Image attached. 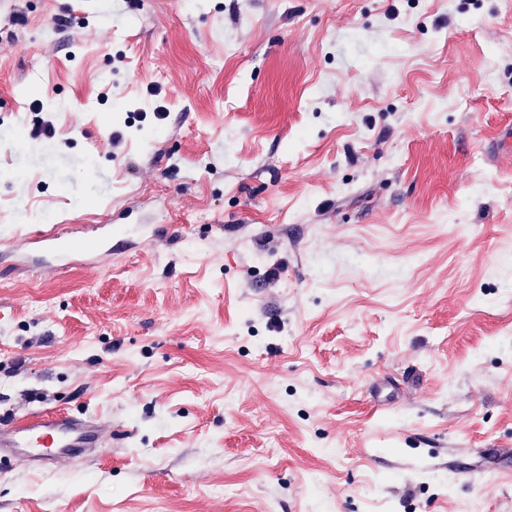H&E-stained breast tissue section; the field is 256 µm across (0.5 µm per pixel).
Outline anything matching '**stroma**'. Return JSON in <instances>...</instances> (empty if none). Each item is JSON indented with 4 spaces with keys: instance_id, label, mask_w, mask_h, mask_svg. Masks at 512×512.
<instances>
[{
    "instance_id": "stroma-1",
    "label": "stroma",
    "mask_w": 512,
    "mask_h": 512,
    "mask_svg": "<svg viewBox=\"0 0 512 512\" xmlns=\"http://www.w3.org/2000/svg\"><path fill=\"white\" fill-rule=\"evenodd\" d=\"M509 127L512 0H0V243L117 241L0 254V424L106 437L0 512H512L390 462L512 469ZM103 225L64 224L56 235L32 231L19 240L11 241L1 246L4 249L20 250L25 258L36 260L43 271L60 272L74 263L77 258L69 253L100 255L107 251V244L112 237V223L105 221ZM108 227L105 235L100 232Z\"/></svg>"
}]
</instances>
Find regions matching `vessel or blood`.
Returning <instances> with one entry per match:
<instances>
[{"mask_svg":"<svg viewBox=\"0 0 512 512\" xmlns=\"http://www.w3.org/2000/svg\"><path fill=\"white\" fill-rule=\"evenodd\" d=\"M108 241L100 226L66 224L54 235L29 232L7 248L55 273L74 263L76 255L105 253ZM103 444L104 435L96 424L61 411L37 412L0 426V454H11L31 470L67 462Z\"/></svg>","mask_w":512,"mask_h":512,"instance_id":"b4317fda","label":"vessel or blood"}]
</instances>
